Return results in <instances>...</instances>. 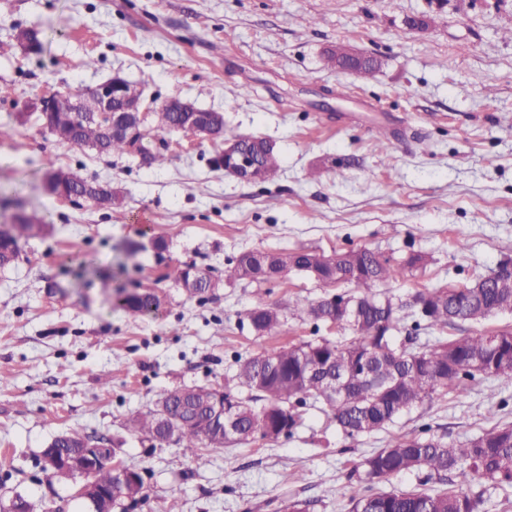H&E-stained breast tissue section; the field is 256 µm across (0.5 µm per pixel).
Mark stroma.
Listing matches in <instances>:
<instances>
[{
	"label": "stroma",
	"mask_w": 512,
	"mask_h": 512,
	"mask_svg": "<svg viewBox=\"0 0 512 512\" xmlns=\"http://www.w3.org/2000/svg\"><path fill=\"white\" fill-rule=\"evenodd\" d=\"M428 16L426 30L408 21ZM51 36L23 53L16 26ZM512 0H0V196L21 195L51 232L0 268V497L17 494L75 512L77 481L49 478L38 454L71 429L119 441L116 463L148 472L139 512H347L353 465L396 436L421 430L451 444L494 424L512 383H469L435 397L387 430L351 439L328 411L306 409L288 439L252 442L196 467L190 450L131 436L123 424L182 385H223L235 355L347 330L288 317L259 337L240 313L264 303L335 294L302 272L225 285L217 299L187 297L166 272L196 263L221 275L243 250L331 255L367 247L392 261L430 254L423 273L387 289L461 284L488 274L512 242ZM342 45L383 61L373 79L330 67ZM120 73L146 105L177 97L223 112L242 135L276 142L281 173L247 184L212 167V138L165 136L160 168L57 142L28 100L83 90ZM494 95H487V87ZM389 137L380 140L378 129ZM120 186L123 208L74 206L43 188L47 160ZM163 238L156 252L151 242ZM142 243L137 255L128 243ZM112 270L113 290L165 300L139 318L110 306L78 274L88 259Z\"/></svg>",
	"instance_id": "35a3bbf8"
}]
</instances>
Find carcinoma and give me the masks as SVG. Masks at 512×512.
<instances>
[{
  "label": "carcinoma",
  "instance_id": "carcinoma-1",
  "mask_svg": "<svg viewBox=\"0 0 512 512\" xmlns=\"http://www.w3.org/2000/svg\"><path fill=\"white\" fill-rule=\"evenodd\" d=\"M152 113L155 125L147 131L140 161L148 168L168 161L163 152L154 149L152 140L180 132L183 122L182 113L163 105ZM211 137L253 152L263 170L262 182L276 177L279 151L266 147L267 139L230 134L224 124L213 130ZM69 145L98 155H128L123 141L109 137L100 123L91 120L73 127ZM45 178L55 181L61 194L84 193L82 179L51 161L46 164ZM50 230L51 225L15 202L9 219L0 222V267L19 258L21 243ZM333 257L334 265L328 266L306 249L242 251L228 260L221 278L194 264L174 267L167 278L189 297L214 296L226 282L264 280L270 272H304L326 286H351L352 293L340 292L315 302L298 298L289 306L292 315L300 319L348 330L350 336L342 342L320 337L237 356L234 374L224 386V424L234 423L232 431H219L208 424L215 388L202 385L164 393L155 409L129 417L126 430L156 441L165 426L179 447L212 452L257 437L269 441L288 438L302 425L304 409L320 404L346 436L355 438L386 429L436 395H460L466 383L478 377L512 381V330L474 329L449 339L428 337L433 331L443 332L459 324L474 327L497 314L512 315V281L491 284L479 276L461 288H425L403 301L380 293L378 288L406 272L424 271L431 262L428 253L411 251L396 264L366 247L336 252ZM163 302L155 291H133L120 300V306L138 317L159 310ZM239 322L251 326L260 337L285 325L277 306L261 303L241 312ZM401 332L405 336L399 341ZM245 391L251 396L242 397ZM90 438L74 429L55 436L51 447L78 452ZM457 471L478 486L512 487V425H495L460 445L434 435L391 439L350 471V478L366 488L349 498V512H477V500L470 491L448 485V475ZM404 473L423 475L419 486L372 490V484ZM90 480L102 494L99 512H116L126 500L144 492L132 479L118 480L106 464L99 465ZM433 480L447 488L437 492L426 488ZM18 501L22 512H50L43 500L20 495L7 502L0 499V512H12Z\"/></svg>",
  "mask_w": 512,
  "mask_h": 512
}]
</instances>
